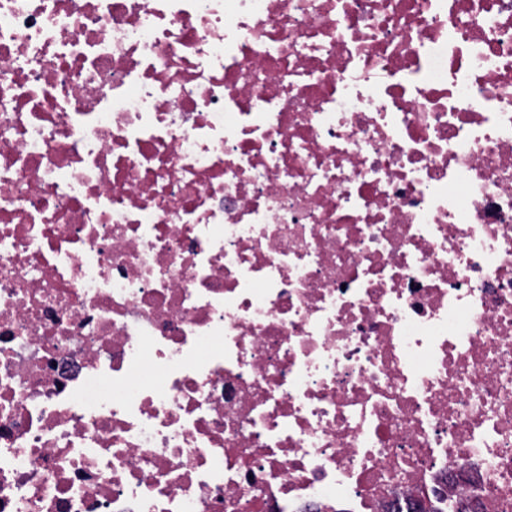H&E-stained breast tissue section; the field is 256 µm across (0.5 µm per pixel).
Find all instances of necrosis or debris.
Returning <instances> with one entry per match:
<instances>
[{"label":"necrosis or debris","mask_w":512,"mask_h":512,"mask_svg":"<svg viewBox=\"0 0 512 512\" xmlns=\"http://www.w3.org/2000/svg\"><path fill=\"white\" fill-rule=\"evenodd\" d=\"M512 512V0H0V512Z\"/></svg>","instance_id":"1"}]
</instances>
